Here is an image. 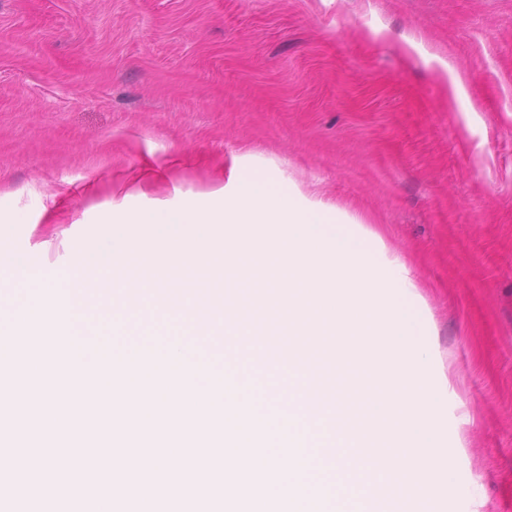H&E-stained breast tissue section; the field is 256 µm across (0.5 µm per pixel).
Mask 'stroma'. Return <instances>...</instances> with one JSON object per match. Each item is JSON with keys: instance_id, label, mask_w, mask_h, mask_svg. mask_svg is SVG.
<instances>
[{"instance_id": "1", "label": "stroma", "mask_w": 512, "mask_h": 512, "mask_svg": "<svg viewBox=\"0 0 512 512\" xmlns=\"http://www.w3.org/2000/svg\"><path fill=\"white\" fill-rule=\"evenodd\" d=\"M359 216L449 361L471 512H512V0H0L13 251L250 181Z\"/></svg>"}]
</instances>
